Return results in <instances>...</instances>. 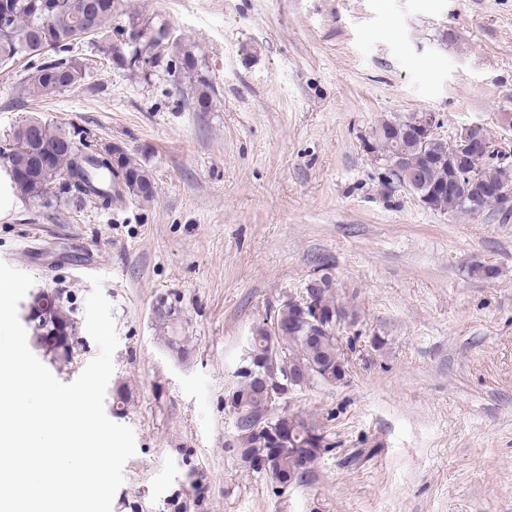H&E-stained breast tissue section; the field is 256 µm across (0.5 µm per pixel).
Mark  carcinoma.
I'll return each instance as SVG.
<instances>
[{"instance_id":"cac0c4a2","label":"carcinoma","mask_w":512,"mask_h":512,"mask_svg":"<svg viewBox=\"0 0 512 512\" xmlns=\"http://www.w3.org/2000/svg\"><path fill=\"white\" fill-rule=\"evenodd\" d=\"M11 14L0 27V65L25 61L21 86L33 98H51L79 85L85 65L75 50L88 46L109 66L135 70L161 61L169 43V33L149 21L129 18L128 27L112 24L125 14V0H5ZM51 47L55 56L37 62ZM178 73L196 70L194 55L189 50L176 52ZM194 104L199 112H207L214 88L208 79L196 77ZM393 144L388 136L375 138L374 151L387 157L403 150L408 167L423 171L424 181L409 188V193H426L448 182V156L455 141L436 142L426 148L417 144L408 126ZM0 158L7 165L18 193L24 198L51 204L62 194L80 203L99 202L107 207L124 199L149 201L154 196L150 172L127 151L118 146L102 150L77 145L75 135L64 128L32 118L18 125L0 146ZM481 179L512 192V164L492 158L472 162L461 179V186L433 200L431 209L440 213L477 215L491 211L505 219L512 214L509 200L488 198L477 208L470 207L471 198L464 186ZM41 297L32 304L38 312L41 327L34 334L35 349L53 363L69 364L79 352L80 343L58 335L76 323L69 301L57 297L45 308ZM314 305L334 314L318 327L309 326L301 308L286 301L278 309L273 322L257 327L249 341L255 354L263 360L261 369L270 379L283 380L288 371L300 373L305 384L321 381L336 385L345 379L342 346L336 335V319L354 318L336 298V282L325 275L321 286L314 289ZM156 332L173 351L185 352L184 337L176 335L175 320L162 316L154 319ZM237 405L234 415L240 418L233 447L235 457L246 467L276 478L280 485L300 484L318 464L324 450L307 447L308 432H321L315 420L301 414L278 412L268 395L256 388L252 379L243 376L236 387ZM274 423L294 433V447L271 448L259 427Z\"/></svg>"}]
</instances>
